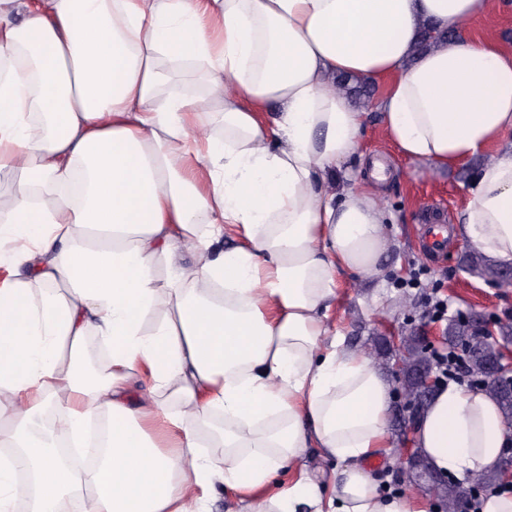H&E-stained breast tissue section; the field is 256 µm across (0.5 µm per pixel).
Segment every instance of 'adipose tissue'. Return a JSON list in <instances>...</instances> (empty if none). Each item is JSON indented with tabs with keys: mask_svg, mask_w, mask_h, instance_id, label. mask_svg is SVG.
I'll list each match as a JSON object with an SVG mask.
<instances>
[{
	"mask_svg": "<svg viewBox=\"0 0 512 512\" xmlns=\"http://www.w3.org/2000/svg\"><path fill=\"white\" fill-rule=\"evenodd\" d=\"M488 0H0V512H426L365 464L389 450L391 387L329 322L338 275L381 272L386 218L337 166L374 102L403 156L492 157L463 230L512 265V50L468 36ZM456 37L419 46L425 26ZM201 72L209 106L167 67ZM223 135H215L216 123ZM240 242L222 248L228 231ZM111 360L87 375V338ZM56 404L105 454L76 469L36 415ZM166 446H159V436ZM224 449L209 455L204 441ZM507 444L485 390L440 386L414 445L439 476L497 471ZM339 461L328 482L307 449ZM297 471L288 488L268 483Z\"/></svg>",
	"mask_w": 512,
	"mask_h": 512,
	"instance_id": "adipose-tissue-1",
	"label": "adipose tissue"
}]
</instances>
